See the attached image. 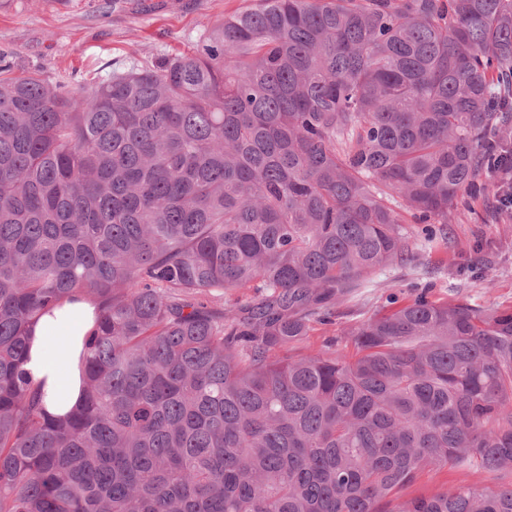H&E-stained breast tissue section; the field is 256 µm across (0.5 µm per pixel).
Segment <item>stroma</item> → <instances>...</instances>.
I'll list each match as a JSON object with an SVG mask.
<instances>
[{
  "mask_svg": "<svg viewBox=\"0 0 512 512\" xmlns=\"http://www.w3.org/2000/svg\"><path fill=\"white\" fill-rule=\"evenodd\" d=\"M252 0H0V61L12 74L37 71L67 84L129 65L130 49L154 63L192 47L204 27ZM417 266L377 272L371 287L341 301L307 345L322 349L375 311L408 303L422 288L434 300L512 307V213L489 200L461 198L450 223L435 224Z\"/></svg>",
  "mask_w": 512,
  "mask_h": 512,
  "instance_id": "35a3bbf8",
  "label": "stroma"
}]
</instances>
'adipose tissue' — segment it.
Masks as SVG:
<instances>
[{
    "label": "adipose tissue",
    "mask_w": 512,
    "mask_h": 512,
    "mask_svg": "<svg viewBox=\"0 0 512 512\" xmlns=\"http://www.w3.org/2000/svg\"><path fill=\"white\" fill-rule=\"evenodd\" d=\"M94 317V304L79 299L43 315L32 328L25 368L41 389L46 411L53 416H64L81 399L80 357Z\"/></svg>",
    "instance_id": "adipose-tissue-1"
}]
</instances>
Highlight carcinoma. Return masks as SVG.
<instances>
[{
    "instance_id": "carcinoma-1",
    "label": "carcinoma",
    "mask_w": 512,
    "mask_h": 512,
    "mask_svg": "<svg viewBox=\"0 0 512 512\" xmlns=\"http://www.w3.org/2000/svg\"><path fill=\"white\" fill-rule=\"evenodd\" d=\"M137 55L0 67V512H512V307L419 293L304 346L417 259L400 210L489 193L512 0H257ZM78 298L83 400L53 418L27 339ZM445 468L478 481L407 494Z\"/></svg>"
}]
</instances>
